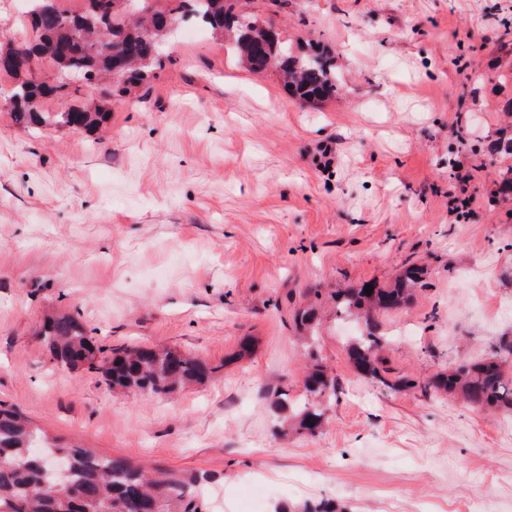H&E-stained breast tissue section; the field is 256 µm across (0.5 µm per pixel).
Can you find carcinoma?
<instances>
[{"label":"carcinoma","mask_w":512,"mask_h":512,"mask_svg":"<svg viewBox=\"0 0 512 512\" xmlns=\"http://www.w3.org/2000/svg\"><path fill=\"white\" fill-rule=\"evenodd\" d=\"M32 27L38 40L12 41L0 45L1 65L16 79L11 106L18 122L27 127L54 126L72 130L93 129L107 122L104 105H72L60 112H43L39 103L65 98L77 80L99 83L110 77L119 92L139 87L147 72L162 67L157 54L175 22L194 19L218 39H227L241 64L250 72H279L295 99L319 103L336 96V61L319 47L293 49L281 39L269 38L267 29L246 26L250 18L241 0H169L167 8L153 9L147 0H95L98 12L85 26L87 14L69 15L53 8L41 17L43 0H30ZM48 59L59 69L54 84L34 77L37 61ZM422 282V270L407 269L388 286L347 288L335 293L336 316L363 317L365 326L346 345L349 361L358 373L384 386H391L381 351L388 338L378 331L376 314L404 304ZM320 294L301 312V325L309 330L310 365L304 386L313 402H293L281 393L275 400L285 412L289 426L301 433L316 434L324 423L318 403L336 398V378L316 358L318 342L317 304ZM40 335L53 359L64 366H85L100 372L114 389H137L158 396L170 395L194 383L215 378L216 368L189 357L176 348L141 345L107 349L89 334L77 314L60 313L48 318ZM402 388H433L459 394L465 400L487 407L512 409V376L496 359L462 364L439 373L427 383L414 379L397 382ZM40 430L18 412L0 407V512H206L193 480L154 476L144 467L121 459L97 455L77 446L43 445Z\"/></svg>","instance_id":"carcinoma-1"}]
</instances>
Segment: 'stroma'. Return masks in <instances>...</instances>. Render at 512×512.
Wrapping results in <instances>:
<instances>
[{"instance_id": "obj_1", "label": "stroma", "mask_w": 512, "mask_h": 512, "mask_svg": "<svg viewBox=\"0 0 512 512\" xmlns=\"http://www.w3.org/2000/svg\"><path fill=\"white\" fill-rule=\"evenodd\" d=\"M246 8L335 55V98L299 103L190 21L94 132L26 129L0 73V405L58 442L194 478L210 512H512V412L362 377L352 321L317 349L338 384L323 430L279 436L272 407L307 397L293 315L315 288L426 268L378 317L398 379L512 339V154L497 148L512 137V0ZM50 309L106 347L176 348L218 373L170 397L112 393L52 361L36 334Z\"/></svg>"}]
</instances>
